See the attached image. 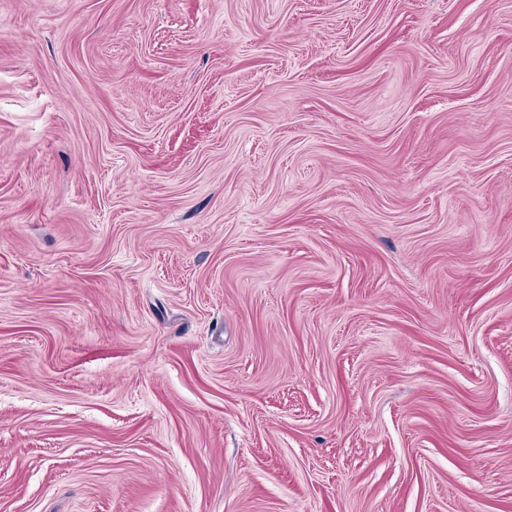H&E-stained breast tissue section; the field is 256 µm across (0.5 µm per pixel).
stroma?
Returning <instances> with one entry per match:
<instances>
[{
	"instance_id": "35a3bbf8",
	"label": "stroma",
	"mask_w": 512,
	"mask_h": 512,
	"mask_svg": "<svg viewBox=\"0 0 512 512\" xmlns=\"http://www.w3.org/2000/svg\"><path fill=\"white\" fill-rule=\"evenodd\" d=\"M0 512H512V0H0Z\"/></svg>"
}]
</instances>
